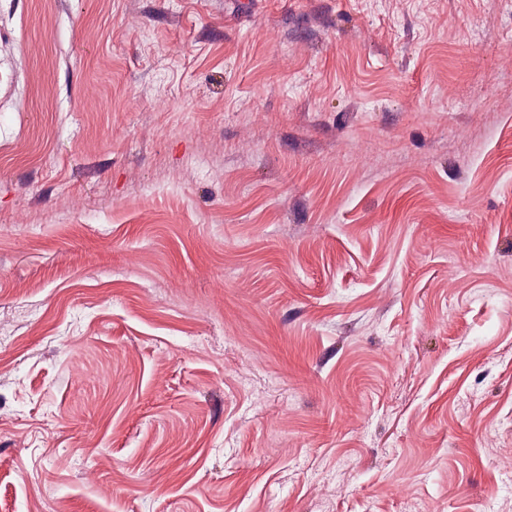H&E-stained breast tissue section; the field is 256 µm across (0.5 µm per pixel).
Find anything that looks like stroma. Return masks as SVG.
Segmentation results:
<instances>
[{"instance_id":"obj_1","label":"stroma","mask_w":512,"mask_h":512,"mask_svg":"<svg viewBox=\"0 0 512 512\" xmlns=\"http://www.w3.org/2000/svg\"><path fill=\"white\" fill-rule=\"evenodd\" d=\"M0 512H512V0H0Z\"/></svg>"}]
</instances>
